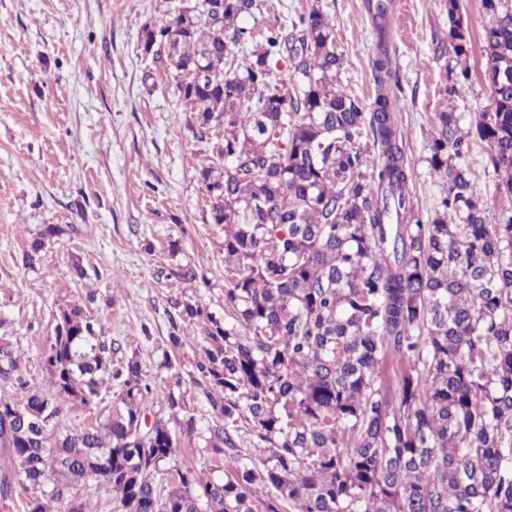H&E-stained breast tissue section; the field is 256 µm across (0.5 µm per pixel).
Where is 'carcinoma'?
I'll list each match as a JSON object with an SVG mask.
<instances>
[{
  "instance_id": "obj_1",
  "label": "carcinoma",
  "mask_w": 512,
  "mask_h": 512,
  "mask_svg": "<svg viewBox=\"0 0 512 512\" xmlns=\"http://www.w3.org/2000/svg\"><path fill=\"white\" fill-rule=\"evenodd\" d=\"M265 0H194L143 27L199 127L224 128L199 176L211 223L224 226V313L184 305L205 323L196 363L219 422L205 449L234 460L221 480L174 467L179 431L142 425L153 394L140 365L112 369L93 319L60 311L48 385L0 395V500L14 474L24 512H51L91 477L122 512H512V215L487 223L464 163L467 138L489 145L498 192L512 199V0H481L492 106L462 132L437 113L429 166L445 185L438 208L415 210L411 164L395 122L387 53L375 59L371 108L336 87L342 67L328 17L313 8L291 26L250 39L241 26ZM384 47L389 3L368 0ZM456 57L448 95L469 80L471 41L459 0H448ZM292 81L277 77L280 61ZM372 144L362 142L364 133ZM18 359L0 344V379ZM120 392L103 421L55 435L67 402L88 407L104 376ZM247 431L261 464L236 456ZM52 485L50 492L43 487Z\"/></svg>"
}]
</instances>
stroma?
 Segmentation results:
<instances>
[{"mask_svg":"<svg viewBox=\"0 0 512 512\" xmlns=\"http://www.w3.org/2000/svg\"><path fill=\"white\" fill-rule=\"evenodd\" d=\"M368 0H268L263 15L244 18L260 30L291 24L319 8L343 58L339 84L364 104L376 85L375 25ZM187 0H0V337L20 358L29 388L48 383L47 349L56 317L82 306L98 322L113 366L137 360L155 397L147 414L172 415L163 392L182 393L181 414L196 431L182 437L174 465L220 479L224 456L204 448L217 416L196 385L205 329L188 328L183 348L168 337L184 304L224 314V230L210 220L199 178L224 138L197 118L174 82L143 49L145 23L168 18ZM471 33L470 81L448 96L447 0H390L398 24L388 28L390 88L412 167L414 206L431 214L445 187L429 167L435 116L455 113L468 129L491 105L482 56L489 19L481 0H460ZM465 162L489 223L512 214L488 171L486 142L470 138ZM50 226L35 266L31 241ZM116 389L89 407L64 404L58 430L98 424Z\"/></svg>","mask_w":512,"mask_h":512,"instance_id":"35a3bbf8","label":"stroma"}]
</instances>
